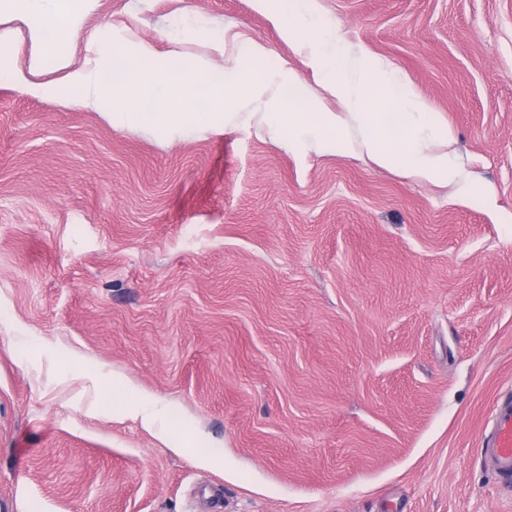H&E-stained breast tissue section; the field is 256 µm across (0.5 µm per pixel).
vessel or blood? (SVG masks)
<instances>
[{"label":"vessel or blood","instance_id":"b4317fda","mask_svg":"<svg viewBox=\"0 0 512 512\" xmlns=\"http://www.w3.org/2000/svg\"><path fill=\"white\" fill-rule=\"evenodd\" d=\"M490 430L482 440L480 457L501 481L512 482V393H505L493 404Z\"/></svg>","mask_w":512,"mask_h":512}]
</instances>
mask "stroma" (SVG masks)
<instances>
[{"label":"stroma","instance_id":"obj_1","mask_svg":"<svg viewBox=\"0 0 512 512\" xmlns=\"http://www.w3.org/2000/svg\"><path fill=\"white\" fill-rule=\"evenodd\" d=\"M309 8L448 123L473 186L289 150L256 98L216 134L0 83V512H512L477 453L512 389V0ZM216 30L323 96L255 0H95L58 53L118 33L193 68ZM129 413L137 419H140L141 424L150 430H157L158 433L162 434L168 440L173 443L174 448H180V442L175 431L165 421L164 413L159 408L154 400L151 398L137 394L131 398L128 403Z\"/></svg>","mask_w":512,"mask_h":512}]
</instances>
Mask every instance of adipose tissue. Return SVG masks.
<instances>
[{"mask_svg": "<svg viewBox=\"0 0 512 512\" xmlns=\"http://www.w3.org/2000/svg\"><path fill=\"white\" fill-rule=\"evenodd\" d=\"M94 0H0V20L34 18L31 36L48 51H56ZM270 7L274 22L284 24L290 40L325 63L323 89L342 103V110L327 108L321 99L296 91L292 71H281L276 90L266 101L258 120L277 134L289 125V148L318 153L366 154L376 165L398 167L406 177L421 183L466 185L469 175L452 150L454 134L447 124L422 112L411 92L390 93L388 70L346 55L334 25L308 10L307 0H257ZM205 40L213 55L224 56L223 65L204 61L203 82L191 81L175 56L162 57L153 45L139 42L133 51H118L94 58L70 71L63 85L83 88L92 104L108 103L113 121L140 120L148 124L189 121L199 100L212 112L210 129L222 132L235 115L225 109L224 92L234 89L248 97L261 91L266 79L252 77L238 58L225 57L224 33L212 32Z\"/></svg>", "mask_w": 512, "mask_h": 512, "instance_id": "ef3b65f1", "label": "adipose tissue"}]
</instances>
